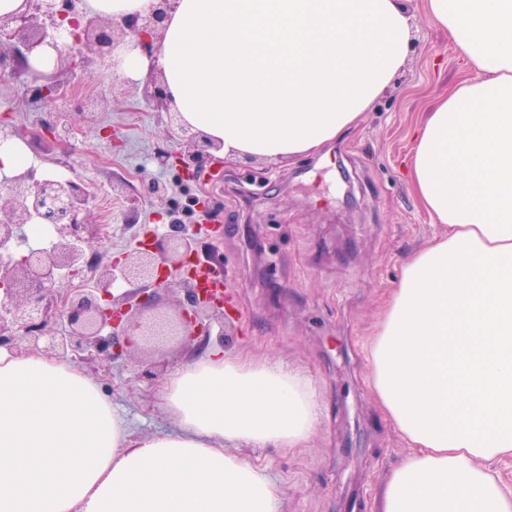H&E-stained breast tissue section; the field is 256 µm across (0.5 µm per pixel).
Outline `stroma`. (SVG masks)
Listing matches in <instances>:
<instances>
[{"mask_svg":"<svg viewBox=\"0 0 512 512\" xmlns=\"http://www.w3.org/2000/svg\"><path fill=\"white\" fill-rule=\"evenodd\" d=\"M413 19L414 46L390 87L358 126L322 153L293 161L216 163L209 182L182 180L158 167L157 154L177 156L179 137L166 133V116L142 85L114 90L109 59L82 44L67 53L85 68L63 73L67 93L49 112L25 106L27 75L0 77V117L27 130L23 143L43 167L80 179L108 210L93 209L95 223L110 221L102 262L133 247L144 232H165L172 218L188 224L216 216L221 233L198 240L202 263L222 262L232 281L233 330L228 352L244 351L305 370L316 383L322 423L302 448H261L252 459L268 463L288 496V512H371L381 477L399 465L407 448L380 411L367 379V343L383 298L426 239L431 223L407 180L412 133L440 98L460 81L463 68L448 33L425 17V0H403ZM95 103L94 121L78 107ZM57 120L71 141L41 137ZM116 138H109L107 130ZM173 183L164 202L145 204L136 223L124 222L125 200L113 181L138 188L141 177ZM82 368L127 412L141 435L173 429L159 408L161 381H138L133 363H83Z\"/></svg>","mask_w":512,"mask_h":512,"instance_id":"stroma-1","label":"stroma"}]
</instances>
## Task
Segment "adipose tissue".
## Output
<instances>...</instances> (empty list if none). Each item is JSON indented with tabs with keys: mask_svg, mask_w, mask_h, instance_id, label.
<instances>
[{
	"mask_svg": "<svg viewBox=\"0 0 512 512\" xmlns=\"http://www.w3.org/2000/svg\"><path fill=\"white\" fill-rule=\"evenodd\" d=\"M465 76L415 129L411 186L442 235L405 264L369 342V388L410 453L375 512H512V0H427ZM162 75L184 123L227 161L319 153L403 67L401 0H178ZM173 432L135 434L73 362L0 350V512H288L250 448H299L321 425L303 370L210 347L159 395Z\"/></svg>",
	"mask_w": 512,
	"mask_h": 512,
	"instance_id": "1",
	"label": "adipose tissue"
}]
</instances>
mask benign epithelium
<instances>
[{
  "label": "benign epithelium",
  "instance_id": "obj_1",
  "mask_svg": "<svg viewBox=\"0 0 512 512\" xmlns=\"http://www.w3.org/2000/svg\"><path fill=\"white\" fill-rule=\"evenodd\" d=\"M54 0H24L17 12L0 17V65L10 73L29 71V60L42 47L59 48L70 39L85 42L95 53L112 57L127 39L141 48L158 39L177 0H153L149 11L130 21L84 18L71 5L53 10ZM63 82L51 73L28 86L37 110L54 105ZM168 129L185 144L177 167L193 180L214 157L218 146L186 126L177 111L167 112ZM87 188L80 181L38 179L27 169L0 184V349L42 352L56 357L115 361L136 347L131 337L151 344L152 356L134 369L138 379L161 376L164 339L184 342L217 333L224 345L230 324L227 295L199 287L189 269L196 236L182 224L169 225L160 245L145 240L104 266L92 260L102 240L93 231ZM170 197L167 182L141 178L140 191L126 197V214L136 221L148 200ZM51 229L50 244L21 256L22 230L33 221ZM79 280L73 284V280ZM176 297L173 313H158L162 295ZM60 322L52 335L47 327Z\"/></svg>",
  "mask_w": 512,
  "mask_h": 512
}]
</instances>
